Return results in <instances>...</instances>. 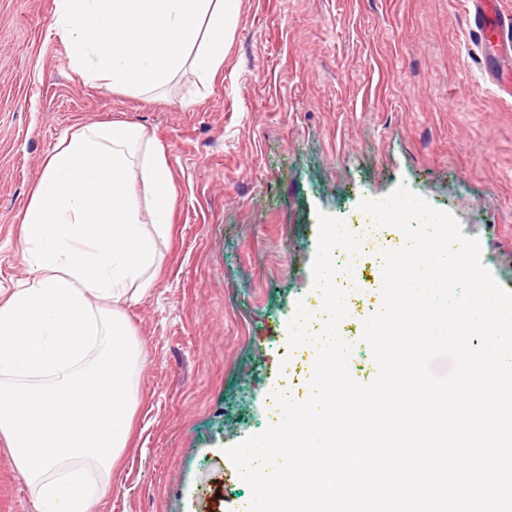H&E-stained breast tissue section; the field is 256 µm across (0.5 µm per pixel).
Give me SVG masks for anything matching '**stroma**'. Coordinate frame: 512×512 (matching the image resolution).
I'll list each match as a JSON object with an SVG mask.
<instances>
[{"label":"stroma","mask_w":512,"mask_h":512,"mask_svg":"<svg viewBox=\"0 0 512 512\" xmlns=\"http://www.w3.org/2000/svg\"><path fill=\"white\" fill-rule=\"evenodd\" d=\"M57 0H0V291L26 278L20 215L44 157L89 121L141 126L175 186L161 263L124 305L144 351L130 442L96 512H237L252 491L226 453L264 433L277 391L305 389L289 344L313 295L318 213L349 221L398 186L450 212L512 292V100L481 69L467 0H241L210 90L85 82L53 26ZM369 259L338 330L349 373L378 375ZM0 512H35L0 441Z\"/></svg>","instance_id":"stroma-1"}]
</instances>
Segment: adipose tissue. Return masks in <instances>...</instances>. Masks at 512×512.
Listing matches in <instances>:
<instances>
[{"instance_id":"ef3b65f1","label":"adipose tissue","mask_w":512,"mask_h":512,"mask_svg":"<svg viewBox=\"0 0 512 512\" xmlns=\"http://www.w3.org/2000/svg\"><path fill=\"white\" fill-rule=\"evenodd\" d=\"M238 12L239 0H58L54 28L86 82L149 93L187 67L211 81ZM173 201L165 149L135 124L78 126L43 161L21 219L27 278L0 296V440L36 512H94L112 489L143 360L121 307L154 284Z\"/></svg>"}]
</instances>
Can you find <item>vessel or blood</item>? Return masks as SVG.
<instances>
[{"mask_svg": "<svg viewBox=\"0 0 512 512\" xmlns=\"http://www.w3.org/2000/svg\"><path fill=\"white\" fill-rule=\"evenodd\" d=\"M467 23L482 46L487 80L500 98L512 99V15L498 0H468Z\"/></svg>", "mask_w": 512, "mask_h": 512, "instance_id": "obj_1", "label": "vessel or blood"}]
</instances>
